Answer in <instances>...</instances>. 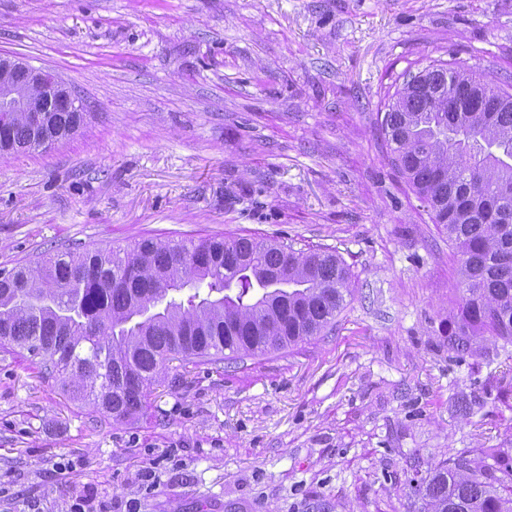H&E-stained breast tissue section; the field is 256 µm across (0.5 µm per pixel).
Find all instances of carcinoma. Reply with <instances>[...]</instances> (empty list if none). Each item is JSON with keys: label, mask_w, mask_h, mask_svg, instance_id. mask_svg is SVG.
<instances>
[{"label": "carcinoma", "mask_w": 512, "mask_h": 512, "mask_svg": "<svg viewBox=\"0 0 512 512\" xmlns=\"http://www.w3.org/2000/svg\"><path fill=\"white\" fill-rule=\"evenodd\" d=\"M384 107L392 162L454 248L460 299L448 349L468 352L478 335L512 345V93L440 63ZM85 117L63 106L38 120L3 112L0 157L49 149ZM349 279L329 250L255 237L67 249L0 270V348L27 351L72 399L132 421L175 360L255 358L321 335ZM493 461L442 462L418 485L425 512H512V457Z\"/></svg>", "instance_id": "carcinoma-1"}]
</instances>
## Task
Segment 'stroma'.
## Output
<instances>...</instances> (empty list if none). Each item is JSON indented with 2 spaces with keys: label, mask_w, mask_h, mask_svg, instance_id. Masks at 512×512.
Returning <instances> with one entry per match:
<instances>
[{
  "label": "stroma",
  "mask_w": 512,
  "mask_h": 512,
  "mask_svg": "<svg viewBox=\"0 0 512 512\" xmlns=\"http://www.w3.org/2000/svg\"><path fill=\"white\" fill-rule=\"evenodd\" d=\"M0 53L87 112L0 157V269L231 235L326 246L352 273L332 329L172 363L137 420L0 351V512H422L438 463L512 453V345L449 351L448 234L380 128L387 91L437 61L512 85V0H0Z\"/></svg>",
  "instance_id": "1"
}]
</instances>
